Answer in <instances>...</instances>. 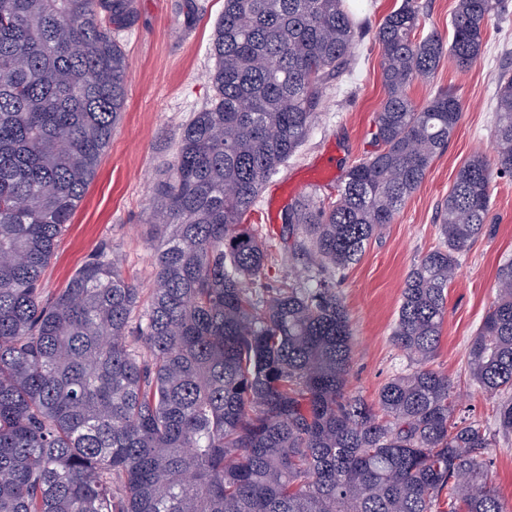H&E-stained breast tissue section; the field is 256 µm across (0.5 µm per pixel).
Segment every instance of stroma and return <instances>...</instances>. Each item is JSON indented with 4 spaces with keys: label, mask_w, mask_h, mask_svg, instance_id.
Here are the masks:
<instances>
[{
    "label": "stroma",
    "mask_w": 512,
    "mask_h": 512,
    "mask_svg": "<svg viewBox=\"0 0 512 512\" xmlns=\"http://www.w3.org/2000/svg\"><path fill=\"white\" fill-rule=\"evenodd\" d=\"M503 2L504 10L488 24L476 67L460 72L446 58L433 78L411 85L409 93L420 103L441 91L457 92L465 105L462 120L425 182L345 271L337 288L353 329L349 387L371 405L382 385L406 369V359L391 341L405 277L440 242L439 207L458 168L476 151L492 147L497 80L501 72L512 71V0ZM400 3L368 0L357 14L363 29L354 43L351 70L328 84L307 141L262 189L250 221L271 245L264 283H288L302 273L299 262L285 253L281 222L267 219L269 204L278 203L284 212L308 194L330 195V188L299 183V175L327 153H334L342 170L374 148L373 119L384 97L375 32ZM223 8L224 0H134V20L117 34L129 63L125 108L96 177L42 274L48 295L65 288L74 272L102 250L112 253L126 277L150 291L154 270L146 215L151 187L174 152L181 124L212 94L210 43ZM487 227L448 288V314L432 366L454 380L464 409L490 422L492 403L471 384L466 353L496 298L498 268L512 259V177L497 180Z\"/></svg>",
    "instance_id": "stroma-1"
}]
</instances>
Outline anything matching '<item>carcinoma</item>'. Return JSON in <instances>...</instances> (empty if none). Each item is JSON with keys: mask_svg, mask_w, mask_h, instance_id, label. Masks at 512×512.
I'll return each instance as SVG.
<instances>
[{"mask_svg": "<svg viewBox=\"0 0 512 512\" xmlns=\"http://www.w3.org/2000/svg\"><path fill=\"white\" fill-rule=\"evenodd\" d=\"M502 0H457L452 38L417 37L416 0L376 31L378 150L336 198L285 216L305 278L262 282L246 223L264 182L305 142L360 28L346 0H224L213 95L179 129L153 187L148 301L108 251L48 297L43 270L93 182L126 100L112 31L134 0H0V512H512L489 449L512 433V260L467 351L495 428L431 368L462 253L494 181L512 176V74L498 78L493 148L457 170L441 242L402 289L407 358L377 406L350 391L351 325L337 275L395 220L456 132L452 91L408 90L443 58L479 62Z\"/></svg>", "mask_w": 512, "mask_h": 512, "instance_id": "carcinoma-1", "label": "carcinoma"}]
</instances>
